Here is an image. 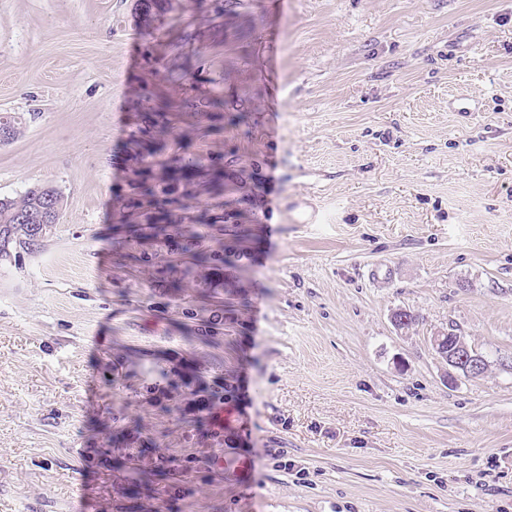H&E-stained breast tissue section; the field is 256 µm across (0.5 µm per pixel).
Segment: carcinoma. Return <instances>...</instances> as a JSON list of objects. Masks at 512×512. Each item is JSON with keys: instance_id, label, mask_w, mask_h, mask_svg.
Returning a JSON list of instances; mask_svg holds the SVG:
<instances>
[{"instance_id": "obj_1", "label": "carcinoma", "mask_w": 512, "mask_h": 512, "mask_svg": "<svg viewBox=\"0 0 512 512\" xmlns=\"http://www.w3.org/2000/svg\"><path fill=\"white\" fill-rule=\"evenodd\" d=\"M224 106V97L218 90L196 95L189 100V108L199 117ZM174 109L165 102L149 110L142 125L133 133V145L139 166L133 172L130 184L131 209L129 221L137 219L154 225V231H166L162 221L168 219V207L185 208V203L196 198L202 181L198 180L193 164H185L187 171L175 177V167L160 165L154 171L149 161L157 141L169 136L171 127L166 113ZM11 130V139H17L24 130L26 118L9 113L0 114V125ZM64 205L60 191L51 186H33L14 198H0V262L10 261L20 253H31L40 246L42 238L35 235L41 224H57Z\"/></svg>"}]
</instances>
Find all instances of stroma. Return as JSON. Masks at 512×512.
Returning <instances> with one entry per match:
<instances>
[{
  "mask_svg": "<svg viewBox=\"0 0 512 512\" xmlns=\"http://www.w3.org/2000/svg\"><path fill=\"white\" fill-rule=\"evenodd\" d=\"M143 3L0 0V197H64L0 263V512H512V0ZM162 98L161 160L224 173L195 272L121 213ZM189 108L199 117H206L209 112L224 107V97L218 90L196 95L189 100ZM14 115H11V113H1L0 114V125L6 124L10 127H7L5 125L0 126V142L2 143H9L10 141H13L17 139L24 130V127L26 125V118L22 115H15L16 113H13ZM10 130H11V140L10 139ZM448 338V349L442 344ZM434 348L440 358L448 365V386L452 387L457 375L476 378L481 376L487 367L486 358L468 344L464 336L457 333H441L434 337Z\"/></svg>",
  "mask_w": 512,
  "mask_h": 512,
  "instance_id": "1",
  "label": "stroma"
}]
</instances>
